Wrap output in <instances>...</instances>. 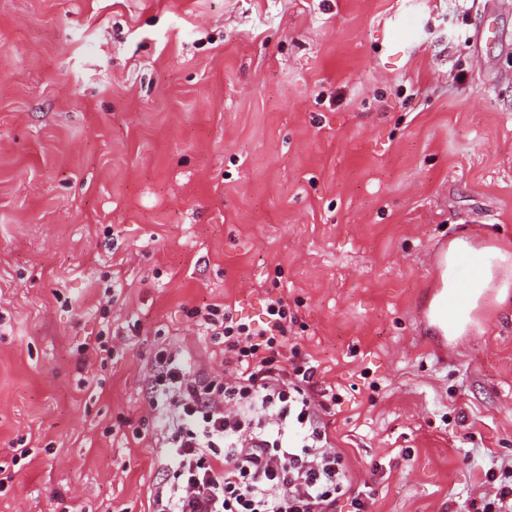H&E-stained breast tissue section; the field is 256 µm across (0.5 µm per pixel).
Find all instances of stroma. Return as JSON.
I'll return each mask as SVG.
<instances>
[{"label": "stroma", "instance_id": "obj_1", "mask_svg": "<svg viewBox=\"0 0 512 512\" xmlns=\"http://www.w3.org/2000/svg\"><path fill=\"white\" fill-rule=\"evenodd\" d=\"M458 236L512 245V0H0V512H148L158 347L280 295L374 512H457L512 462V306L429 326Z\"/></svg>", "mask_w": 512, "mask_h": 512}]
</instances>
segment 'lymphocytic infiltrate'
Instances as JSON below:
<instances>
[{"instance_id": "f902f5d3", "label": "lymphocytic infiltrate", "mask_w": 512, "mask_h": 512, "mask_svg": "<svg viewBox=\"0 0 512 512\" xmlns=\"http://www.w3.org/2000/svg\"><path fill=\"white\" fill-rule=\"evenodd\" d=\"M224 357L223 372L192 368L181 347H160L146 376L150 416L162 431V479L151 512H371L354 490L325 414L335 393L288 332L284 298L264 318L238 317L222 303L188 309ZM494 491L466 502L472 512H512V468L487 469Z\"/></svg>"}]
</instances>
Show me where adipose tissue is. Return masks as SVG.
Listing matches in <instances>:
<instances>
[{"label": "adipose tissue", "mask_w": 512, "mask_h": 512, "mask_svg": "<svg viewBox=\"0 0 512 512\" xmlns=\"http://www.w3.org/2000/svg\"><path fill=\"white\" fill-rule=\"evenodd\" d=\"M462 262L470 269L463 281L449 274ZM441 267L439 290L429 306V323L441 335L453 338L476 327V314L488 294H495L501 304L512 299V248L477 247L460 237L449 244Z\"/></svg>", "instance_id": "ef3b65f1"}]
</instances>
